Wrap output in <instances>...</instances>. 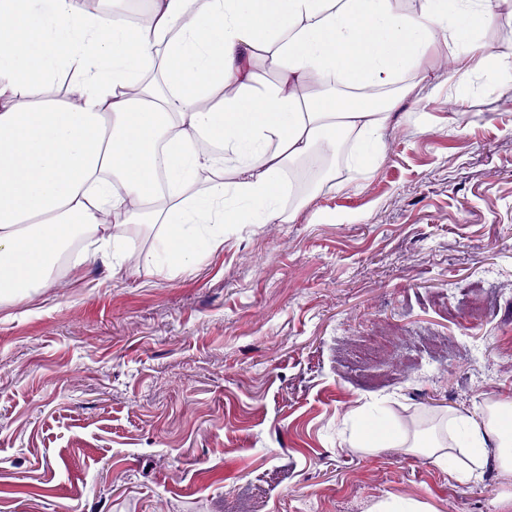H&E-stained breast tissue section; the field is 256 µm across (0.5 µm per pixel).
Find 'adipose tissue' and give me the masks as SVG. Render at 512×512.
<instances>
[{"instance_id": "1", "label": "adipose tissue", "mask_w": 512, "mask_h": 512, "mask_svg": "<svg viewBox=\"0 0 512 512\" xmlns=\"http://www.w3.org/2000/svg\"><path fill=\"white\" fill-rule=\"evenodd\" d=\"M496 0H148V22L103 23L86 0H0V295L45 287L77 234L117 268L189 270L228 224L293 222L287 169L317 147L357 134L355 163L371 168L392 108L374 91L427 75L432 52L454 50L465 80L512 56L491 54L477 30ZM65 93L45 96L61 68ZM277 70L268 82L262 68ZM353 88L301 100L313 75ZM209 172L196 187L200 172ZM114 224L161 226L157 248L117 247ZM352 442L427 456L466 483L487 459L512 476V401L443 416L427 443L388 418L363 419Z\"/></svg>"}]
</instances>
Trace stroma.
<instances>
[{"label":"stroma","instance_id":"1","mask_svg":"<svg viewBox=\"0 0 512 512\" xmlns=\"http://www.w3.org/2000/svg\"><path fill=\"white\" fill-rule=\"evenodd\" d=\"M450 51L387 87L382 154L228 224L188 273L97 255L0 298V512H512L488 463L351 448L512 400V72L449 82ZM413 85L403 94V85Z\"/></svg>","mask_w":512,"mask_h":512}]
</instances>
